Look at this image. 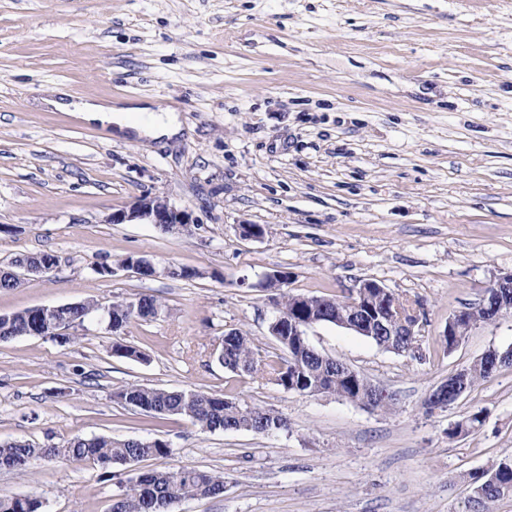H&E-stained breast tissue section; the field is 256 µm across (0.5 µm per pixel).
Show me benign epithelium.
Masks as SVG:
<instances>
[{
    "instance_id": "1",
    "label": "benign epithelium",
    "mask_w": 512,
    "mask_h": 512,
    "mask_svg": "<svg viewBox=\"0 0 512 512\" xmlns=\"http://www.w3.org/2000/svg\"><path fill=\"white\" fill-rule=\"evenodd\" d=\"M141 221L153 224L164 231L183 233L191 229L190 214L169 204L159 197L144 196L126 210L112 213V223L124 224ZM59 257L47 258L40 253L33 258L16 265L10 275L22 282L30 275L48 274L58 267ZM122 266L134 271L142 277H153L159 273L171 275L175 271L172 266L161 270L142 257H127ZM492 294L484 297L477 304L454 311L448 316V325L444 331L446 336H456L457 323L465 319L477 327L491 324L500 319L512 318V271L501 272L493 276L489 283ZM347 301L343 309L337 311L336 324L353 332L374 335L377 328L387 330L392 336H418L422 324L417 314L402 308L390 291L374 280H360L346 293ZM69 305L38 306L34 312L40 317L52 319L59 326L58 332H67L66 312ZM285 316H279L269 326L273 336H303L311 325L307 321L301 325L290 323L284 325ZM512 359V347L506 351L492 350L484 353L476 363L483 364L489 371L496 370L501 364ZM469 368L461 369L448 376V386L431 391L433 409L443 410L453 404V400L461 398L465 393L466 375Z\"/></svg>"
}]
</instances>
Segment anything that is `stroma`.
<instances>
[{
    "label": "stroma",
    "instance_id": "obj_1",
    "mask_svg": "<svg viewBox=\"0 0 512 512\" xmlns=\"http://www.w3.org/2000/svg\"><path fill=\"white\" fill-rule=\"evenodd\" d=\"M58 89L172 110L187 132L118 138L40 107ZM144 196L188 211L191 233L111 222ZM243 224L262 236L240 237ZM39 252L58 268L0 289V315L144 294L161 310L118 338L137 361L96 319L66 345L0 342V443L161 439L171 453L0 470V497L111 512L140 473L192 466L222 475L224 492L178 512H462L470 473L512 454V366L447 409L424 402L512 346V318L441 343L449 314L512 270V0H0V266ZM132 255L200 275L144 278L123 268ZM276 270L293 294L373 279L425 313L419 359L331 324L307 331L390 408L225 372L229 331L280 352L262 285ZM132 384L231 394L288 426L205 431L116 399ZM478 410L482 428L448 437Z\"/></svg>",
    "mask_w": 512,
    "mask_h": 512
}]
</instances>
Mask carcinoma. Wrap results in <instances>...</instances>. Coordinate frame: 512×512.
Here are the masks:
<instances>
[{
    "label": "carcinoma",
    "instance_id": "obj_1",
    "mask_svg": "<svg viewBox=\"0 0 512 512\" xmlns=\"http://www.w3.org/2000/svg\"><path fill=\"white\" fill-rule=\"evenodd\" d=\"M158 301L144 295L139 302L116 301L108 305L111 320L110 330L118 336L134 320L149 319V313L141 316L132 314V308H155ZM339 296L330 297L316 304L296 306L293 295L280 294L276 302L278 314L290 320L303 323L314 320L318 324H336V308L342 306ZM99 304L83 302L71 313L73 326H80L99 311ZM51 325L25 309L0 320V342H7L19 336H51ZM286 354H268L255 357L250 337L236 331L224 337L222 365L236 376H251L262 372L278 385L304 394L329 393L349 401L365 389L369 380L361 376L355 384L347 379L336 378V359L322 354L309 342L308 337L290 336L288 342L275 337ZM370 340L388 350L405 349L416 342L414 336H372ZM115 397L127 405L154 415H181L208 431L246 430L254 433H268L286 426V421L270 410L240 404L231 395L217 396L198 391L165 390L141 385L126 386L115 393ZM483 426L482 411L470 414L464 423L448 431L452 439L465 431ZM170 454L168 443L163 440L135 443L113 440L109 437H73L64 445L38 448L26 441L0 444V468L24 473L25 459L38 455L47 461L69 460L89 462L103 469L117 463H128L133 459L153 457L163 459ZM471 484L482 487V494L475 502L478 512H490V505L504 497H512V456L505 457L488 468V472L470 475ZM224 484V478L196 467L183 466L178 469L155 468L144 473L140 481L124 486L112 503V512H174L170 501L174 498L205 499L215 496V490ZM0 512H41L37 499L0 498Z\"/></svg>",
    "mask_w": 512,
    "mask_h": 512
}]
</instances>
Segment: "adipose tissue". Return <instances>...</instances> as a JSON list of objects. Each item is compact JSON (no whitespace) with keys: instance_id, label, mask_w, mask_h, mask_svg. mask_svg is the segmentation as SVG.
<instances>
[{"instance_id":"ef3b65f1","label":"adipose tissue","mask_w":512,"mask_h":512,"mask_svg":"<svg viewBox=\"0 0 512 512\" xmlns=\"http://www.w3.org/2000/svg\"><path fill=\"white\" fill-rule=\"evenodd\" d=\"M44 106L75 113L81 120L114 129L116 135L135 139H172L182 136L184 128L173 111L157 112L146 106L115 107L104 100H68L59 90L45 98Z\"/></svg>"}]
</instances>
